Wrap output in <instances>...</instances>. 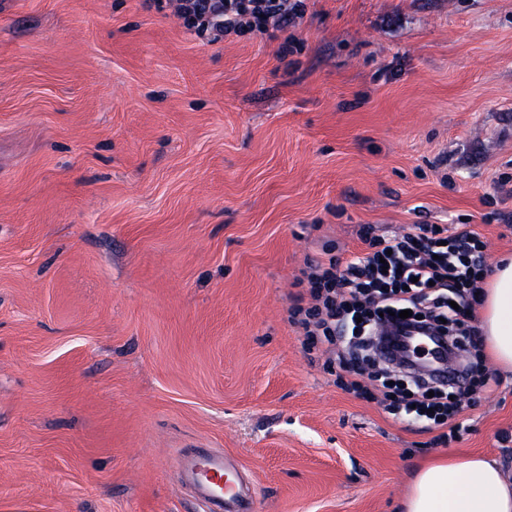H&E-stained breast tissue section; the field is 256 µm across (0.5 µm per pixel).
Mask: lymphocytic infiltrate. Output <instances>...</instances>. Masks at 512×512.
<instances>
[{"mask_svg": "<svg viewBox=\"0 0 512 512\" xmlns=\"http://www.w3.org/2000/svg\"><path fill=\"white\" fill-rule=\"evenodd\" d=\"M305 0H175L186 29L218 42L225 36L276 31L301 19ZM365 256L325 252L307 273L311 304L294 306L290 319L307 350L332 354L338 338L359 332L364 311H408V324L429 325L466 351L475 335L470 299L489 271L486 244L469 225L446 235L439 224H415L410 231L374 235L363 227ZM470 395L459 377H426L395 392L390 409L433 413L440 424L455 421Z\"/></svg>", "mask_w": 512, "mask_h": 512, "instance_id": "obj_1", "label": "lymphocytic infiltrate"}]
</instances>
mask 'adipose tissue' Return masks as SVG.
<instances>
[{
  "instance_id": "adipose-tissue-1",
  "label": "adipose tissue",
  "mask_w": 512,
  "mask_h": 512,
  "mask_svg": "<svg viewBox=\"0 0 512 512\" xmlns=\"http://www.w3.org/2000/svg\"><path fill=\"white\" fill-rule=\"evenodd\" d=\"M480 328L491 358L512 370V255L499 259L479 299ZM404 512H512V481L497 460L460 455L417 471Z\"/></svg>"
}]
</instances>
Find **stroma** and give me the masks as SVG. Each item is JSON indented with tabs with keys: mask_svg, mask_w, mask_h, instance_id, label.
I'll return each mask as SVG.
<instances>
[{
	"mask_svg": "<svg viewBox=\"0 0 512 512\" xmlns=\"http://www.w3.org/2000/svg\"><path fill=\"white\" fill-rule=\"evenodd\" d=\"M307 4L210 44L145 0H0V512H199L193 445L256 512H400L441 454L512 469V373L458 430L399 419L288 320L366 224L512 254V0Z\"/></svg>",
	"mask_w": 512,
	"mask_h": 512,
	"instance_id": "1",
	"label": "stroma"
}]
</instances>
